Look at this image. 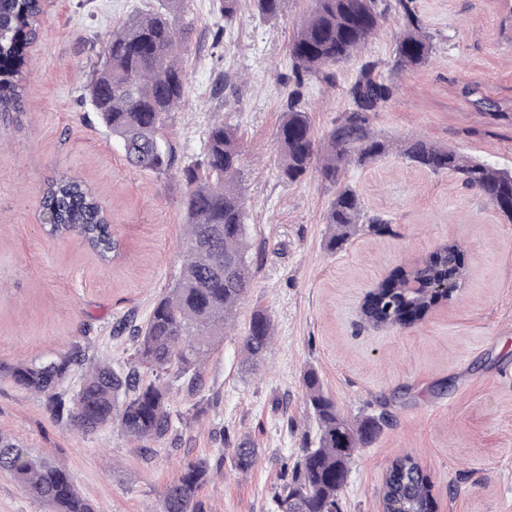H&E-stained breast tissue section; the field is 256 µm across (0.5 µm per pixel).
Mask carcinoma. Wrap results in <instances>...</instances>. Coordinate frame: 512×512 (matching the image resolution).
I'll return each mask as SVG.
<instances>
[{
    "instance_id": "obj_1",
    "label": "carcinoma",
    "mask_w": 512,
    "mask_h": 512,
    "mask_svg": "<svg viewBox=\"0 0 512 512\" xmlns=\"http://www.w3.org/2000/svg\"><path fill=\"white\" fill-rule=\"evenodd\" d=\"M186 0H163L161 7L128 19L103 42L101 66L88 86V95L104 127L117 139L127 160L153 172H166L174 156L164 139L166 116L184 98L186 73L182 58L188 42L176 28L174 16ZM263 21L282 16L286 0H253ZM297 37L289 46L296 89L288 95L276 133L279 178L297 182L312 170L336 187L326 224V249H342L358 227L374 236L392 234L391 221L364 210L356 190L341 184L347 166L364 167L396 150L413 165L432 173L447 171L489 202L512 223V172L495 169L421 138L400 145L377 134L373 116L392 101L395 86L362 65L356 80L344 90L348 108L317 138L302 105L300 88L308 76L328 70L351 57L395 11L403 28L391 69L420 67L431 47L413 0H311ZM240 0H222L225 28L234 24ZM40 0H0V122L19 121L24 112L28 66L25 49L41 35ZM241 150L234 132L224 123L208 133L201 161L181 170L186 183L187 214L182 242L183 262L172 288L154 305L143 325L131 319L115 331L133 337L132 352L117 371L112 364L80 346L41 360L0 362V376L46 398L47 410L58 422L83 433L118 425L130 440L159 442L171 431L170 381L194 388L204 364L224 341L236 307L246 298L253 272L244 200L238 186ZM43 211L52 223L46 231L56 237L74 236L101 261L121 254L112 233L108 210L89 184L64 175L50 183L42 196ZM452 274L462 285L469 271L461 246L446 242L418 259L408 270L397 268L372 286L360 306L361 319L377 330L407 328L424 320L436 307L451 301L427 290L438 276ZM420 283L411 293L409 279ZM272 323L255 311L242 340L243 360L255 367L272 340ZM79 385L64 390L71 372ZM305 401L317 431L293 462H283L281 483L273 488L277 512H330L339 503L353 456L371 443L379 424L367 417L353 422L324 393L315 372L304 376ZM235 468L246 472L257 460L256 449L243 440L231 449ZM0 472L9 474L30 498L47 504L50 512H97L77 489L67 467L46 455H36L12 436L0 433ZM214 471L208 461L184 463L179 476L167 484L156 512H205L199 493ZM382 512H433L428 474L410 454L388 466L380 490Z\"/></svg>"
}]
</instances>
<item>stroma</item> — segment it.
I'll use <instances>...</instances> for the list:
<instances>
[{
    "label": "stroma",
    "instance_id": "stroma-1",
    "mask_svg": "<svg viewBox=\"0 0 512 512\" xmlns=\"http://www.w3.org/2000/svg\"><path fill=\"white\" fill-rule=\"evenodd\" d=\"M158 6L44 4L26 110L20 125L0 129V362L48 358L79 343L123 366L130 340L113 330L128 318L144 323L179 273L186 222L179 169L200 160L216 122L235 130L242 151L252 288L199 388L173 386L166 441L143 448L115 427L80 435L49 417L44 396L3 377L0 432L64 463L101 512H153L180 464L198 458L222 469L200 493L206 512H276L271 487L281 464L316 432L303 383L312 370L346 417L382 419L350 468L342 512H380L383 474L406 453L431 478L435 512H512V223L454 175L393 153L349 166L343 177L368 211L391 219L393 235L360 234L340 252L326 250L334 187L315 171L285 183L276 169V132L292 89L288 46L310 0H288L272 21L241 0L224 37L219 0H187L176 20L189 32L186 93L164 128L178 167L160 174L131 167L86 86L103 41ZM415 9L432 46L428 62L390 70L402 25L389 14L331 79H305L314 133L331 127L347 107L344 88L374 61L395 87L373 119L377 133L397 142L419 137L512 171V0H415ZM73 173L106 201L123 244L118 261L102 263L75 239L46 234L44 187ZM447 241L461 245L469 270L451 303L408 329L362 323L359 306L371 286ZM257 308L270 317L273 340L251 371L240 346ZM245 437L258 458L241 472L224 455Z\"/></svg>",
    "mask_w": 512,
    "mask_h": 512
}]
</instances>
